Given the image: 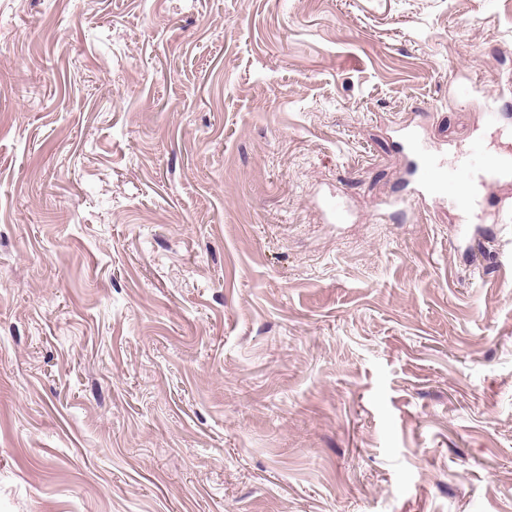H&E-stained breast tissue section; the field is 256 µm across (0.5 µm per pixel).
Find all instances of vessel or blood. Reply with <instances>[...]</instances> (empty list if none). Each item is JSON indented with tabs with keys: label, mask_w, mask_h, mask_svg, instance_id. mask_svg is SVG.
Instances as JSON below:
<instances>
[{
	"label": "vessel or blood",
	"mask_w": 512,
	"mask_h": 512,
	"mask_svg": "<svg viewBox=\"0 0 512 512\" xmlns=\"http://www.w3.org/2000/svg\"><path fill=\"white\" fill-rule=\"evenodd\" d=\"M402 143L412 159L411 172L417 191L410 198L395 199L398 207L426 202L445 203L464 220L482 207L499 188L512 185V148L493 149L484 141H473L454 163H447L440 151L429 149L410 126L401 129ZM495 237L512 242V203L498 200Z\"/></svg>",
	"instance_id": "vessel-or-blood-1"
}]
</instances>
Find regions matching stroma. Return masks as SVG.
I'll return each instance as SVG.
<instances>
[{
	"instance_id": "35a3bbf8",
	"label": "stroma",
	"mask_w": 512,
	"mask_h": 512,
	"mask_svg": "<svg viewBox=\"0 0 512 512\" xmlns=\"http://www.w3.org/2000/svg\"><path fill=\"white\" fill-rule=\"evenodd\" d=\"M463 73L512 0H0V512H512V260L376 215Z\"/></svg>"
}]
</instances>
